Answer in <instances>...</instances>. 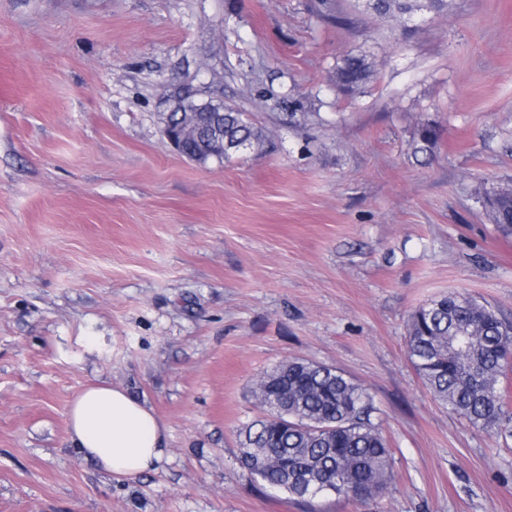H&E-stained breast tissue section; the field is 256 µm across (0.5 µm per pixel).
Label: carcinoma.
Wrapping results in <instances>:
<instances>
[{
	"label": "carcinoma",
	"instance_id": "1",
	"mask_svg": "<svg viewBox=\"0 0 512 512\" xmlns=\"http://www.w3.org/2000/svg\"><path fill=\"white\" fill-rule=\"evenodd\" d=\"M381 18L437 15L448 0H357ZM363 56H348L336 68V83L352 95L370 78ZM264 131L248 116L224 106V158L260 148ZM436 134L423 127L412 140L414 158L430 159ZM479 192L495 197L487 210L491 223L512 232V190ZM407 349L433 398L481 430L512 436V410L502 380L512 369V321L471 295L444 294L418 307L408 323ZM254 396L265 417L243 432L242 465L264 488L295 501L312 491L367 503L382 496L395 479L392 453L372 422L375 407L359 384L335 369L292 359L260 377ZM288 413V426L275 421Z\"/></svg>",
	"mask_w": 512,
	"mask_h": 512
}]
</instances>
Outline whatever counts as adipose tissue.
Listing matches in <instances>:
<instances>
[{"mask_svg": "<svg viewBox=\"0 0 512 512\" xmlns=\"http://www.w3.org/2000/svg\"><path fill=\"white\" fill-rule=\"evenodd\" d=\"M69 441L83 458L115 477L154 470L165 455L166 426L126 390L84 388L68 410Z\"/></svg>", "mask_w": 512, "mask_h": 512, "instance_id": "1", "label": "adipose tissue"}]
</instances>
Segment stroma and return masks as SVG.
Returning a JSON list of instances; mask_svg holds the SVG:
<instances>
[{
	"label": "stroma",
	"instance_id": "1",
	"mask_svg": "<svg viewBox=\"0 0 512 512\" xmlns=\"http://www.w3.org/2000/svg\"><path fill=\"white\" fill-rule=\"evenodd\" d=\"M0 0V512H305L239 463L280 362L367 389L392 449L377 501L317 512H512V437L439 405L407 322L448 292L512 321V0L400 23L332 0ZM366 56L357 93L332 76ZM224 100L262 149L199 164L166 91ZM439 139L430 164L409 144ZM90 383L168 429L122 479L68 440ZM413 138L411 143V153L416 160L419 158L429 160L435 152L437 137L432 127H422ZM483 192V193H482ZM478 193L481 195H492L495 197L494 208L487 209V214L492 224H495L503 233L512 232V190L502 189L501 194L498 188L491 187L480 188Z\"/></svg>",
	"mask_w": 512,
	"mask_h": 512
}]
</instances>
